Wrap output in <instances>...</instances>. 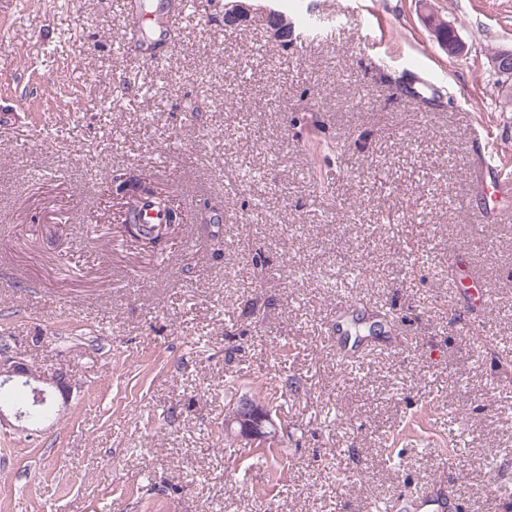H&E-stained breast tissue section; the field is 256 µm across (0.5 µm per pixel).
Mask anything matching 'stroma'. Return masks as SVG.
Returning a JSON list of instances; mask_svg holds the SVG:
<instances>
[{
	"mask_svg": "<svg viewBox=\"0 0 512 512\" xmlns=\"http://www.w3.org/2000/svg\"><path fill=\"white\" fill-rule=\"evenodd\" d=\"M127 3L0 0V344L71 385L60 415L0 426V512H400L430 487L512 512V226L469 178L480 156L512 174L488 63L512 0H253L285 44L195 0L162 67L125 44ZM121 182L179 213L162 248L124 231ZM342 301L387 323L348 364ZM242 398L277 403L271 445L226 431Z\"/></svg>",
	"mask_w": 512,
	"mask_h": 512,
	"instance_id": "35a3bbf8",
	"label": "stroma"
}]
</instances>
